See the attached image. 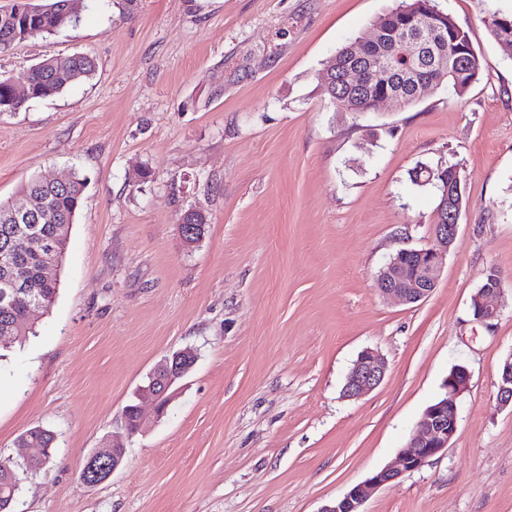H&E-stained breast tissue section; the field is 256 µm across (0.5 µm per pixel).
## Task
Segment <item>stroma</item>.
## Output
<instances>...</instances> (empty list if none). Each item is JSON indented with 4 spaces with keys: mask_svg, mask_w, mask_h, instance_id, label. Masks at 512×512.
<instances>
[{
    "mask_svg": "<svg viewBox=\"0 0 512 512\" xmlns=\"http://www.w3.org/2000/svg\"><path fill=\"white\" fill-rule=\"evenodd\" d=\"M393 0H77L78 21L0 52V75L83 54L92 77L0 113V201L34 177L85 178L49 312L0 359V459L20 434L56 433L54 464L27 478L21 512H319L392 463L450 368L468 390L448 451L380 488L365 512H512V54L489 8L438 0L481 61L463 96L335 110L316 75ZM457 165L459 228L433 292L383 299L402 248L434 243L439 196L410 172ZM207 219L189 245L185 212ZM497 271L492 328L470 302ZM196 363L162 417L124 407L173 352ZM387 362L358 400V354ZM120 437L124 463L79 472ZM385 361L374 351L366 350L354 362L342 389L346 399H357L377 388L386 375Z\"/></svg>",
    "mask_w": 512,
    "mask_h": 512,
    "instance_id": "35a3bbf8",
    "label": "stroma"
}]
</instances>
